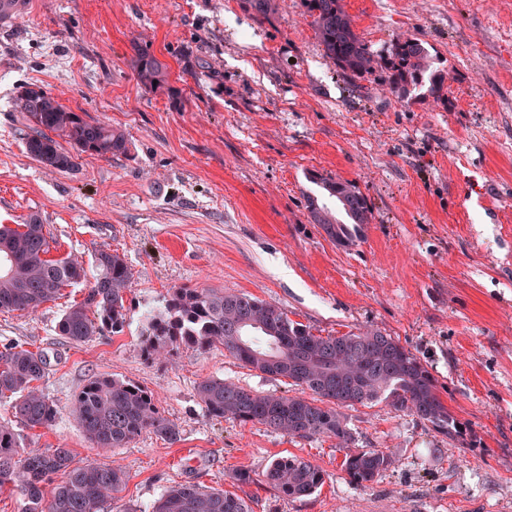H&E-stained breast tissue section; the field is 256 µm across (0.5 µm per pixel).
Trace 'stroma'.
Masks as SVG:
<instances>
[{"label": "stroma", "mask_w": 512, "mask_h": 512, "mask_svg": "<svg viewBox=\"0 0 512 512\" xmlns=\"http://www.w3.org/2000/svg\"><path fill=\"white\" fill-rule=\"evenodd\" d=\"M0 25V224L38 214L50 258L124 255L132 272L122 333L75 344L57 324L85 284L36 312H0V350L43 353L55 423L28 428L0 400L25 448L113 462L127 481L119 512H150L172 485L244 498L252 512H512V0H343L374 51L400 34L428 43L449 71L447 104L401 101L372 74L352 82L326 60L301 0L259 18L242 0H35ZM170 70L177 101L129 66L133 45ZM34 84L124 132L128 155L82 154L50 170L25 150L12 110ZM349 181L373 212L354 245L311 223V172ZM248 292L314 334L378 329L426 365L467 428L442 436L380 401L346 408L356 450L393 459L377 482L350 483L335 439L298 438L208 417L196 383L218 377L260 392L288 381L243 367L223 346L140 350L145 311L181 286ZM149 390L176 442L146 432L92 447L69 412L91 378ZM324 474L289 500L263 475L277 457ZM250 471L241 486L233 474Z\"/></svg>", "instance_id": "35a3bbf8"}]
</instances>
